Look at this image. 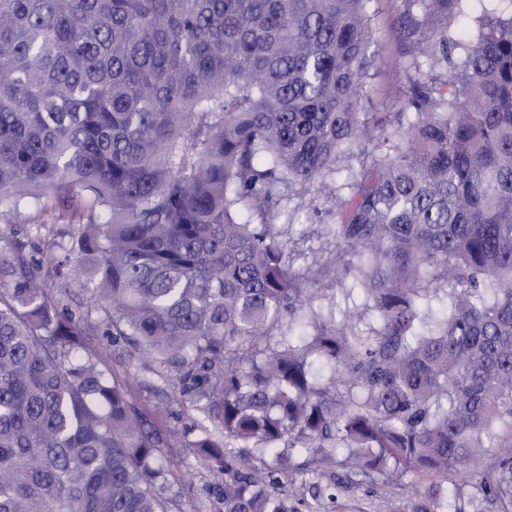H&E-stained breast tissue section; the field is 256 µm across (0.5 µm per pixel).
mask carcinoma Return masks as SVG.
<instances>
[{"label": "carcinoma", "mask_w": 512, "mask_h": 512, "mask_svg": "<svg viewBox=\"0 0 512 512\" xmlns=\"http://www.w3.org/2000/svg\"><path fill=\"white\" fill-rule=\"evenodd\" d=\"M369 2L0 0V512H182L175 432L77 355L91 326L205 401L215 512H327L283 487L338 447L350 477L461 475L512 512V14L460 39L471 0H406L441 23L371 125ZM292 193L333 244L314 271L274 231ZM44 212L71 228L46 268L5 231ZM74 252L91 321L53 294ZM338 274L365 334L305 320Z\"/></svg>", "instance_id": "1"}]
</instances>
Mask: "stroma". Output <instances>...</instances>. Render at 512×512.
<instances>
[{
    "mask_svg": "<svg viewBox=\"0 0 512 512\" xmlns=\"http://www.w3.org/2000/svg\"><path fill=\"white\" fill-rule=\"evenodd\" d=\"M371 9L374 13L372 48L376 59L366 80L365 92L366 110L370 118L375 119L399 111L401 107L403 85L396 76L395 64L402 56L410 21L431 28L438 25L439 19L432 13L408 14L404 0H373ZM308 204V199L289 197L285 202L289 215L276 224L281 238L288 242L294 254L295 267L300 269L318 266L330 248L322 225L311 221ZM85 342L89 350L98 355L106 371L119 372L131 380L133 399L139 408L158 412L160 427L180 433L181 442L170 449L169 455L180 476L172 494L183 512H211L217 478L200 465L197 451L191 446L194 411L168 399L169 388L156 375L149 356L125 346H112L95 329L89 330ZM347 456V449H337L336 466L325 478L326 483L336 486V512H417L423 503L421 490L435 484L433 478L420 475L389 483L378 477L359 476L350 482L346 479Z\"/></svg>",
    "mask_w": 512,
    "mask_h": 512,
    "instance_id": "stroma-1",
    "label": "stroma"
}]
</instances>
